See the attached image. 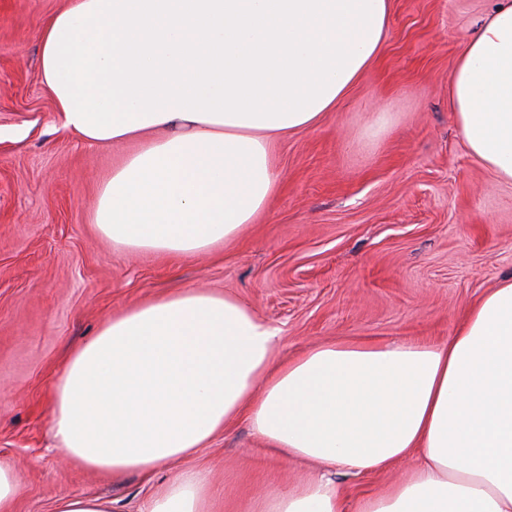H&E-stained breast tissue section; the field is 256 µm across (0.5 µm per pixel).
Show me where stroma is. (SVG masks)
I'll return each mask as SVG.
<instances>
[{"mask_svg":"<svg viewBox=\"0 0 512 512\" xmlns=\"http://www.w3.org/2000/svg\"><path fill=\"white\" fill-rule=\"evenodd\" d=\"M67 0H0V465L22 493L13 512H53L99 495L139 512L180 470L111 477L65 461L50 389L101 326L169 292L247 302L276 327V361L323 343H446L467 306L512 275V184L471 156L448 109L457 57L497 0H392L376 65L315 127L275 150L280 187L266 213L204 256L113 248L97 231L98 193L128 143L66 130L42 81L44 21ZM213 512H248L291 488L305 464L270 457L246 420L198 451ZM339 471L345 512L407 477Z\"/></svg>","mask_w":512,"mask_h":512,"instance_id":"35a3bbf8","label":"stroma"}]
</instances>
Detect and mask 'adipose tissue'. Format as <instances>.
<instances>
[{
  "mask_svg": "<svg viewBox=\"0 0 512 512\" xmlns=\"http://www.w3.org/2000/svg\"><path fill=\"white\" fill-rule=\"evenodd\" d=\"M391 0H69L45 22L41 72L65 129L134 143L93 222L122 250L203 255L253 223L274 149L321 122L374 66ZM469 154L512 183V0L479 24L448 80ZM277 329L242 300L174 292L112 318L49 400L61 455L119 478L185 466L140 512H209L189 465L247 419L283 459L324 469L251 512H344L333 468L410 476L359 512H512V277L447 344L333 342L274 363Z\"/></svg>",
  "mask_w": 512,
  "mask_h": 512,
  "instance_id": "1",
  "label": "adipose tissue"
}]
</instances>
